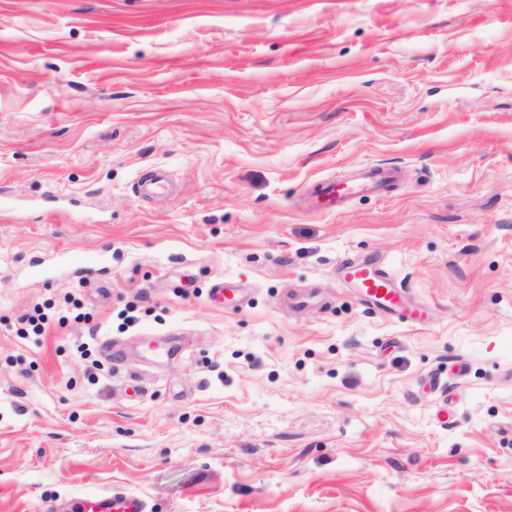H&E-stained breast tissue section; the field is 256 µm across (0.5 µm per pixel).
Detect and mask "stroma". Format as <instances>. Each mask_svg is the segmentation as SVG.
<instances>
[{"instance_id":"obj_1","label":"stroma","mask_w":512,"mask_h":512,"mask_svg":"<svg viewBox=\"0 0 512 512\" xmlns=\"http://www.w3.org/2000/svg\"><path fill=\"white\" fill-rule=\"evenodd\" d=\"M1 191L0 512H512V0H0ZM397 173L392 168L376 166L362 167L353 179L337 183L334 180L315 184L312 197L316 207L338 209L342 201L361 193H383L395 180ZM345 276L360 290L373 309L392 313L403 305L395 277L370 261L345 267ZM68 512H145V504L137 495L122 490L92 491L74 497Z\"/></svg>"}]
</instances>
